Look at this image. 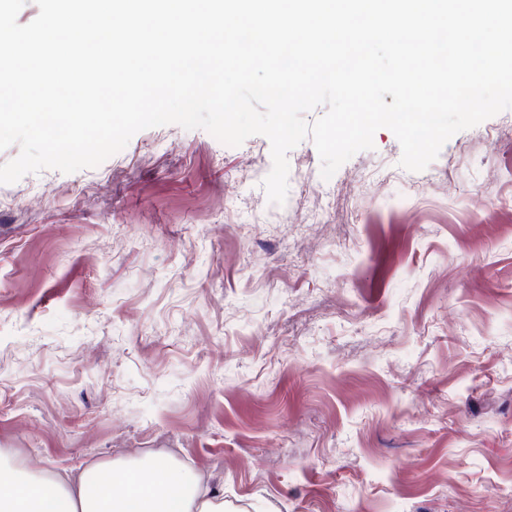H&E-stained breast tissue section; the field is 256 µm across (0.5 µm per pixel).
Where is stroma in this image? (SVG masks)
Instances as JSON below:
<instances>
[{"label": "stroma", "mask_w": 512, "mask_h": 512, "mask_svg": "<svg viewBox=\"0 0 512 512\" xmlns=\"http://www.w3.org/2000/svg\"><path fill=\"white\" fill-rule=\"evenodd\" d=\"M386 128L270 203L176 124L0 184V448L173 458L232 512H512V109L420 172Z\"/></svg>", "instance_id": "obj_1"}]
</instances>
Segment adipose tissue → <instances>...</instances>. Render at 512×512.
Returning <instances> with one entry per match:
<instances>
[{
	"instance_id": "obj_1",
	"label": "adipose tissue",
	"mask_w": 512,
	"mask_h": 512,
	"mask_svg": "<svg viewBox=\"0 0 512 512\" xmlns=\"http://www.w3.org/2000/svg\"><path fill=\"white\" fill-rule=\"evenodd\" d=\"M93 470L111 473V482L94 489L85 477L75 484L24 470L0 452V512H224L223 499L170 459H116Z\"/></svg>"
}]
</instances>
